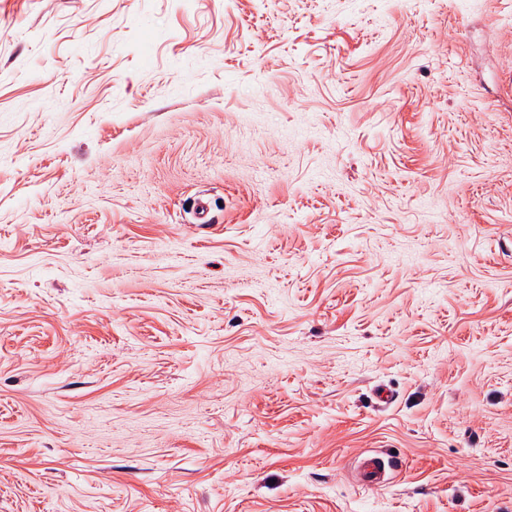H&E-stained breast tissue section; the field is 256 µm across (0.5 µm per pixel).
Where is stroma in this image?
I'll return each mask as SVG.
<instances>
[{"label": "stroma", "instance_id": "35a3bbf8", "mask_svg": "<svg viewBox=\"0 0 512 512\" xmlns=\"http://www.w3.org/2000/svg\"><path fill=\"white\" fill-rule=\"evenodd\" d=\"M0 512H512V0H0ZM361 483L368 488H377L386 483L385 465L377 456H365L358 463Z\"/></svg>", "mask_w": 512, "mask_h": 512}]
</instances>
